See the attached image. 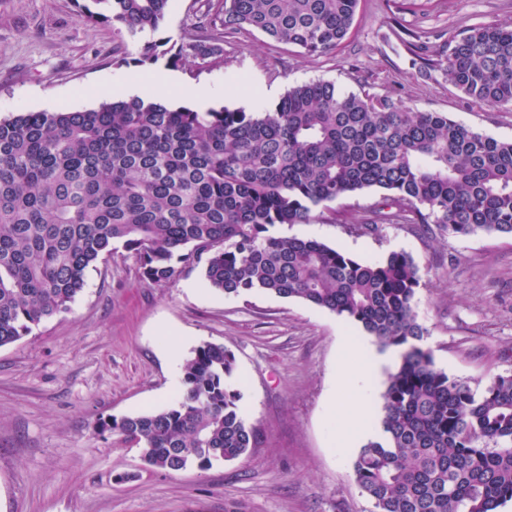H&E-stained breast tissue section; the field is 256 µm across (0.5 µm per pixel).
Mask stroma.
Returning a JSON list of instances; mask_svg holds the SVG:
<instances>
[{"instance_id": "obj_1", "label": "stroma", "mask_w": 512, "mask_h": 512, "mask_svg": "<svg viewBox=\"0 0 512 512\" xmlns=\"http://www.w3.org/2000/svg\"><path fill=\"white\" fill-rule=\"evenodd\" d=\"M206 8L169 0L159 37L174 43L207 24ZM494 23L512 25V0H359L350 35L329 53L243 32L225 40L223 61L172 70L182 84L212 85L213 107L271 110L290 87L320 79L510 140L512 109L474 104L425 66L447 56L449 37ZM148 39L79 18L73 0H0V117L116 97ZM380 201L373 190L342 197L277 232L367 262L408 253L425 282L414 309L435 366L473 386L512 374V237H443L402 220L350 233ZM204 269L149 285L134 255L117 248L89 269L68 313L0 347V512H370L351 480L357 450L337 447L331 408L340 340L361 328L263 291L224 296ZM172 336L182 340L175 361ZM205 342L234 353L240 411L260 427L259 447L167 471L146 466L134 442L96 431L99 419L175 404L181 362Z\"/></svg>"}]
</instances>
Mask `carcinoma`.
Returning <instances> with one entry per match:
<instances>
[{"label": "carcinoma", "mask_w": 512, "mask_h": 512, "mask_svg": "<svg viewBox=\"0 0 512 512\" xmlns=\"http://www.w3.org/2000/svg\"><path fill=\"white\" fill-rule=\"evenodd\" d=\"M75 2L79 17L118 36L158 31L168 7ZM358 2L216 0L212 33L184 36L171 54L148 41L136 62L204 64L224 54V38L253 31L325 54L349 35ZM427 67L476 104L512 106V26L471 27L445 62ZM364 190L382 193V221L411 215L444 237L512 236V140L320 80L288 89L269 112L133 97L1 117L0 347L68 312L116 243L150 284L174 280L175 263L206 253L205 278L225 295L299 300L360 326L381 350H400L379 431L351 467L372 512H495L512 500V374L478 389L435 367L421 347L427 330L413 303L423 283L408 253L366 262L274 232ZM182 372L175 405L96 430L135 442L149 466L167 471L209 468L258 446L238 406L230 350L203 343Z\"/></svg>", "instance_id": "1"}]
</instances>
